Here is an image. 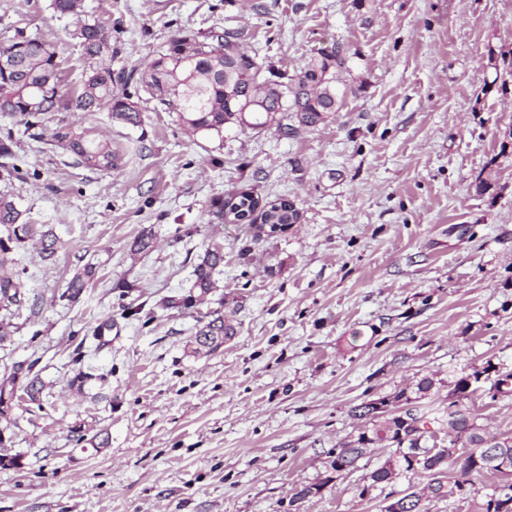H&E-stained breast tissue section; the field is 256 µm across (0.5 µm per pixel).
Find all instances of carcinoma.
<instances>
[{
    "label": "carcinoma",
    "instance_id": "carcinoma-1",
    "mask_svg": "<svg viewBox=\"0 0 512 512\" xmlns=\"http://www.w3.org/2000/svg\"><path fill=\"white\" fill-rule=\"evenodd\" d=\"M85 0H50V9L59 17H68L73 27L86 69L80 84L67 87L66 71L54 46L45 39L28 35L22 29L0 41V112L13 123L0 128V158L16 159L21 134L44 141L62 150L78 165L110 171L125 163V153L112 148L104 139L94 138L90 130L72 119L54 120L53 114L70 116L82 113L91 117L103 110L110 117L132 128L142 126L144 117L139 102L128 93L112 89V31L89 20ZM238 45L233 32L198 36L189 32L173 35L156 54L137 79L141 90L176 114L181 128L189 136L197 134L223 137L230 125L262 129L274 123L285 135L300 127H315L339 111L348 92L341 76L350 71V56L336 45L312 54L300 72L290 76L278 72L270 79L262 75L256 57L234 53ZM489 61L495 71L492 83L504 90L512 83V49L495 53L489 49ZM289 116L294 124H284ZM224 197L212 198L208 205L211 223H224ZM270 224H284L300 219L299 210L287 200L278 208L263 214ZM154 247L152 232H144L131 245V255L147 253ZM32 250L43 261H54L59 238L51 224H31L23 218L17 203L4 194L0 196V308L7 315L0 318V348L13 342L19 327L12 322L11 309L30 305L24 280L17 270L15 255ZM224 266V241L213 238L194 267L192 289L178 297L163 301V307L179 311L200 312L211 304L216 288L215 274ZM96 266L86 263L77 267L66 282L61 298L70 303L79 301L94 283ZM195 334L200 348L215 351L236 329L230 318L214 311ZM35 363L17 362L0 380V421L10 424L12 411L23 401L43 406L47 385ZM491 381V389L512 385V372H500L487 363L480 370L460 377L453 393L467 396L472 385L480 380ZM104 381L106 375L92 369L79 370L70 380V388L84 394L87 383ZM435 387V380L421 377L415 384L414 396L395 393L361 406L360 417L370 421V439L359 434L354 441L329 452L330 468L337 478H345L358 469L367 444H385L391 449L379 467L363 476L361 494L368 489L385 487L400 480L407 481L397 505L398 512H430L433 500L458 499L469 504L470 512H512V472L502 471L497 456L512 454V435L491 433L477 423V417L465 406L453 402L448 410L434 414L420 405ZM448 439V446L437 448L439 437ZM422 448L429 457L412 467L403 447ZM486 475L499 478L487 491L475 487V479ZM329 483L305 484L294 490L290 505L315 497Z\"/></svg>",
    "mask_w": 512,
    "mask_h": 512
}]
</instances>
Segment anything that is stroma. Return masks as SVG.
I'll return each instance as SVG.
<instances>
[{"mask_svg": "<svg viewBox=\"0 0 512 512\" xmlns=\"http://www.w3.org/2000/svg\"><path fill=\"white\" fill-rule=\"evenodd\" d=\"M49 3L0 0V40L21 29L53 43L74 87L85 62ZM86 3L112 30L116 74L140 72L177 32L225 29L263 69L291 74L340 45L354 92L292 136L271 125L192 138L151 100L139 128L101 111L86 127L128 151L110 172L20 141V171L0 169V193L53 225L61 247L52 263L20 256L39 313L21 309L0 367L38 360L51 390L13 413L6 452L24 467H0V512H382L384 491L362 490L388 455L381 445L322 495L289 499L369 430L361 404L430 376L444 408L457 377L489 362L512 371V96L484 90L489 49H512V0ZM480 179L492 185L482 195ZM243 188L294 200L299 223L274 234L209 223L210 199ZM146 230L155 248L131 256ZM214 236L215 296L236 333L195 354L196 316L162 301L190 289ZM81 260L97 279L79 302L62 300ZM133 300L149 326L123 317ZM106 319L111 331L92 340ZM79 345L82 364L111 373L99 393L69 389ZM464 404L489 431L512 433V392ZM76 424L107 445L78 440Z\"/></svg>", "mask_w": 512, "mask_h": 512, "instance_id": "stroma-1", "label": "stroma"}]
</instances>
